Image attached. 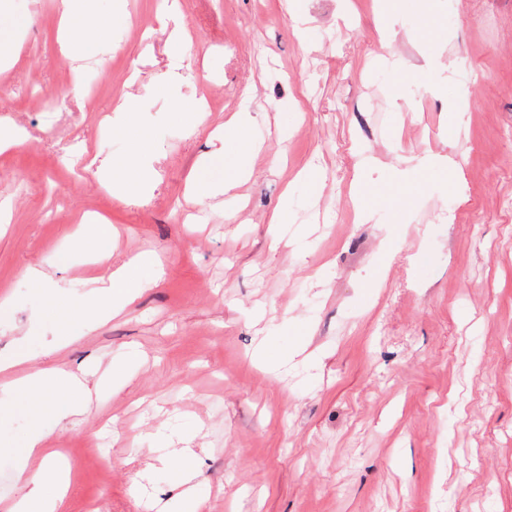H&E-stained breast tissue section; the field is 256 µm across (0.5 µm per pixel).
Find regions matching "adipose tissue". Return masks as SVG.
Masks as SVG:
<instances>
[{
	"mask_svg": "<svg viewBox=\"0 0 512 512\" xmlns=\"http://www.w3.org/2000/svg\"><path fill=\"white\" fill-rule=\"evenodd\" d=\"M57 10L62 36L61 54L66 58L81 45L88 29L103 32L109 25L108 18L92 13L87 0H57ZM251 124L252 118L246 112L235 114L224 124V140L234 150L232 176L224 174L223 150H216L198 162L193 187L200 200L226 194L235 180L250 176L248 161L256 150L249 135ZM125 133L128 140L126 155L109 160L103 168L97 169L96 175L108 190L119 188L132 195L141 192L151 179L154 147L150 135L141 129L130 126ZM162 273L161 262L155 254L139 255L111 271L80 302L62 293L52 277L40 269H27L25 276L54 317L60 338L68 343L111 319L143 288L160 279ZM10 388L21 398L34 425L22 445L16 467L22 494L8 512H66L71 466L58 464V451L46 447V435L40 421L46 416L58 421L66 419L78 406L90 402L96 388L91 385L88 374L78 375L59 366L17 378ZM33 458L41 459L42 467L30 469L29 461Z\"/></svg>",
	"mask_w": 512,
	"mask_h": 512,
	"instance_id": "obj_1",
	"label": "adipose tissue"
}]
</instances>
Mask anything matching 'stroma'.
Wrapping results in <instances>:
<instances>
[{"label": "stroma", "mask_w": 512, "mask_h": 512, "mask_svg": "<svg viewBox=\"0 0 512 512\" xmlns=\"http://www.w3.org/2000/svg\"><path fill=\"white\" fill-rule=\"evenodd\" d=\"M178 3L184 53L160 0H97L112 24L74 62L55 0L0 10L21 42L0 124L28 134L0 154V357L25 350L18 376L122 369L68 429L42 421L76 467L67 512H174L156 450L187 445L205 512H512V0H397L395 24L375 0ZM239 112L255 118L252 173L200 204L187 180ZM130 118L157 145L155 178L122 200L65 156L121 157L125 138L98 131ZM77 211L109 218L112 265L153 251L165 273L57 350L25 271L88 292L105 268ZM7 381L0 512L33 424Z\"/></svg>", "instance_id": "stroma-1"}]
</instances>
